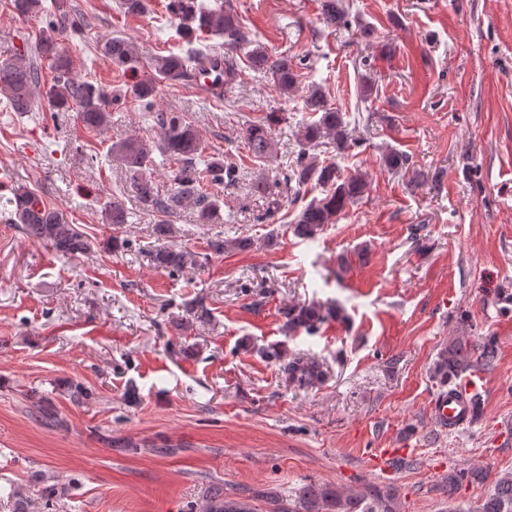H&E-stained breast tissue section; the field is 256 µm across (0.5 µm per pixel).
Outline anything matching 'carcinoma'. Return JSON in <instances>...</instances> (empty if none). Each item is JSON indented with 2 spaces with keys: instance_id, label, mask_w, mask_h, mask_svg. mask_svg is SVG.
Instances as JSON below:
<instances>
[{
  "instance_id": "obj_1",
  "label": "carcinoma",
  "mask_w": 512,
  "mask_h": 512,
  "mask_svg": "<svg viewBox=\"0 0 512 512\" xmlns=\"http://www.w3.org/2000/svg\"><path fill=\"white\" fill-rule=\"evenodd\" d=\"M13 9L23 17L46 14L49 22L39 31L34 57L16 56L0 62V94L6 98L8 106L15 112L30 111L32 92L42 85L50 111L77 109L81 126L89 132L106 126L108 113L100 90L88 81L73 78L69 74V59L59 50V38L68 31L77 30L80 25V19L71 13L69 0H53L50 11L45 9L43 0H13ZM169 11L177 20L180 38L187 49L179 54L156 57L151 62L156 76L164 80H180L191 66L204 75L213 74L216 81L232 80L246 68L258 77L270 80L274 89L285 97L302 83L298 66L288 56L274 57L251 38L232 0H224L213 8L200 5L197 0H170ZM321 11L323 24L328 28L339 30L351 24L343 0H322ZM210 36L224 38V54L210 52L206 45V38ZM105 53L117 68L132 64L127 43L120 38L106 41ZM45 62L54 71L49 82L43 72ZM155 92L152 78L141 81L132 90L161 131L164 159L177 165L173 193L159 194L151 173L153 160L141 144L121 141L112 145V153L125 163L133 192L140 203L168 217L176 213L184 200L193 198L198 223L213 224L220 218V204L203 192V187L235 183L237 169L225 165L222 155L204 157L206 145L195 126L184 116L153 111ZM302 111L309 113V117L298 122L300 150L286 165L283 180L295 184L298 192L310 184L322 188L324 197L305 205L292 224L296 237L313 239L365 196L369 181L367 175L361 172L345 174L336 163L321 160L313 153L322 144L331 145L339 154L363 144L354 137L344 114L328 105L323 87L315 85L308 90ZM271 127L270 120L265 119L251 121L242 129L244 144L253 158L262 160L272 153ZM381 164L395 172H406L411 166L407 155L393 150L381 157ZM11 203L14 210L10 220L29 241L46 244L63 257L94 251L95 239L80 225L64 222L58 210L47 206L27 187L17 188ZM104 214L108 224L127 223L128 211L117 200L106 205ZM152 234L155 245L145 250L144 256L153 267L175 274L196 261V255L172 240L173 225L167 222L155 224ZM251 246L248 238L225 240L218 235L209 241V247L218 254L227 250L244 251ZM329 314L331 310L319 305H293L288 308V328H303L313 333ZM496 360L497 348L492 337L472 342L468 336H455L438 352L432 377L443 392L456 384L461 375L477 367L488 369ZM283 373L289 383L300 388L318 384L326 377L322 363L304 357L291 358L283 365ZM38 406L42 424L52 427L59 424L57 413L50 409L48 397H38ZM393 497L394 492L390 490L368 489L347 494L338 489L306 484L298 489L295 497L285 502L272 497L267 504L271 506V512H393ZM205 512H258V508L251 500L239 498L224 486L215 485L207 496ZM478 512H512V473L496 478Z\"/></svg>"
}]
</instances>
